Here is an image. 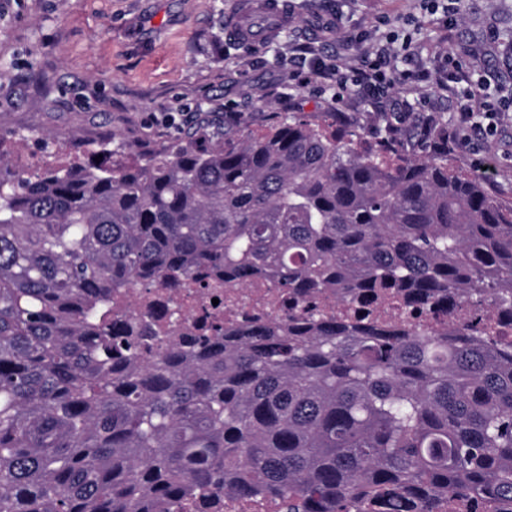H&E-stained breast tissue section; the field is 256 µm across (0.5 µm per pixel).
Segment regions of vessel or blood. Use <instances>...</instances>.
<instances>
[{
  "mask_svg": "<svg viewBox=\"0 0 512 512\" xmlns=\"http://www.w3.org/2000/svg\"><path fill=\"white\" fill-rule=\"evenodd\" d=\"M289 20L287 0H245L239 14L227 21L226 28L232 38L260 48Z\"/></svg>",
  "mask_w": 512,
  "mask_h": 512,
  "instance_id": "1",
  "label": "vessel or blood"
}]
</instances>
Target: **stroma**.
<instances>
[{
  "label": "stroma",
  "instance_id": "35a3bbf8",
  "mask_svg": "<svg viewBox=\"0 0 512 512\" xmlns=\"http://www.w3.org/2000/svg\"><path fill=\"white\" fill-rule=\"evenodd\" d=\"M239 0H0V161L34 175L96 156L139 162L186 142L201 117L240 137L286 116L334 125L368 144L389 138L405 158L441 144L451 169L476 175L512 203V111L493 135L469 131L460 148L440 132L459 125L464 60L491 92L512 103V0H460L444 22L429 0H288L291 21L251 53L224 30ZM395 34L396 71L412 68L389 98L350 87L343 102L293 73L302 49L341 70L364 69Z\"/></svg>",
  "mask_w": 512,
  "mask_h": 512
}]
</instances>
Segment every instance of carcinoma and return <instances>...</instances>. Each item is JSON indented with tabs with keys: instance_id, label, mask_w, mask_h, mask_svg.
<instances>
[{
	"instance_id": "obj_1",
	"label": "carcinoma",
	"mask_w": 512,
	"mask_h": 512,
	"mask_svg": "<svg viewBox=\"0 0 512 512\" xmlns=\"http://www.w3.org/2000/svg\"><path fill=\"white\" fill-rule=\"evenodd\" d=\"M143 163L0 176V512H176L231 490L285 512L464 495L512 504V353L479 321L327 324L367 288L512 310V205L427 153L297 116ZM292 291L306 323L146 345L143 285ZM319 314L329 317L332 315L347 317L355 321L356 314L352 305L348 301L336 300V296L327 295L323 300L317 303Z\"/></svg>"
}]
</instances>
